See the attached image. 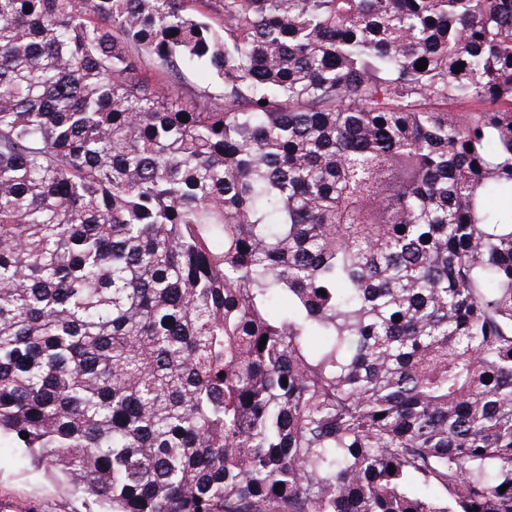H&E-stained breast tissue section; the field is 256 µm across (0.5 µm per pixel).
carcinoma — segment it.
<instances>
[{
  "label": "carcinoma",
  "instance_id": "obj_1",
  "mask_svg": "<svg viewBox=\"0 0 512 512\" xmlns=\"http://www.w3.org/2000/svg\"><path fill=\"white\" fill-rule=\"evenodd\" d=\"M190 2L0 0V434L106 512H512V0Z\"/></svg>",
  "mask_w": 512,
  "mask_h": 512
}]
</instances>
